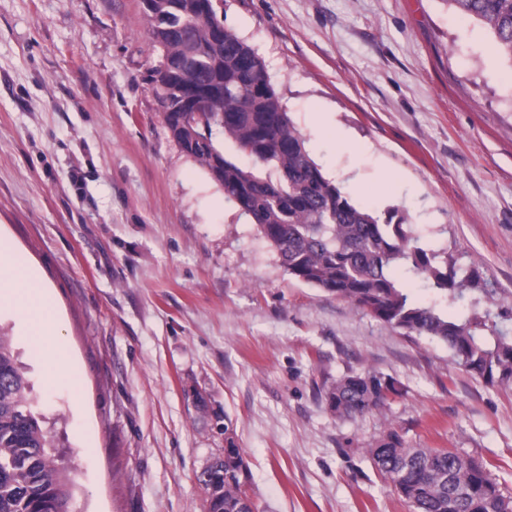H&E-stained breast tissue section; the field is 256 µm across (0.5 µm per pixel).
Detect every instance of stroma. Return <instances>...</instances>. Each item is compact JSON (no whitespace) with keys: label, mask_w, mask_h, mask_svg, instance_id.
Masks as SVG:
<instances>
[{"label":"stroma","mask_w":512,"mask_h":512,"mask_svg":"<svg viewBox=\"0 0 512 512\" xmlns=\"http://www.w3.org/2000/svg\"><path fill=\"white\" fill-rule=\"evenodd\" d=\"M215 11L262 58L325 176L482 285L446 300L413 280L411 296L512 336V64L486 28L446 0ZM161 57L140 0H0V240L41 274L58 334L34 350L7 305L0 329L63 455L69 512H206L197 476L224 446L221 412L261 512H413L365 453L391 430L483 461L512 498V390L288 275L172 138ZM316 110L368 147L357 174L311 128ZM367 373L398 395L336 417L327 387Z\"/></svg>","instance_id":"35a3bbf8"}]
</instances>
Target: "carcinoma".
Here are the masks:
<instances>
[{
  "label": "carcinoma",
  "instance_id": "cac0c4a2",
  "mask_svg": "<svg viewBox=\"0 0 512 512\" xmlns=\"http://www.w3.org/2000/svg\"><path fill=\"white\" fill-rule=\"evenodd\" d=\"M200 0H156L144 11L151 32L187 28L202 53L176 77L207 88L203 112H166L172 138L205 166L224 197L252 219L295 279L343 299L395 329L448 346L454 361L490 384L512 387V336L479 333L480 322L414 301L396 272L430 288L465 297L478 287L460 276L446 249H430L410 225L380 222L355 205L326 178L294 126L258 54L236 33L224 29L215 46L218 20L193 13ZM483 24L497 54L512 62V0H445ZM224 142L253 161L242 166L217 147ZM28 382L8 336L0 333V512H68L70 479L47 433L28 405ZM398 393L395 382L376 374L344 375L326 391L338 417L382 410ZM222 469L209 480L208 512H252L247 499L250 473L229 415H224ZM374 467L414 512H497L503 498L483 463L458 452L409 448L395 431L367 449Z\"/></svg>",
  "mask_w": 512,
  "mask_h": 512
}]
</instances>
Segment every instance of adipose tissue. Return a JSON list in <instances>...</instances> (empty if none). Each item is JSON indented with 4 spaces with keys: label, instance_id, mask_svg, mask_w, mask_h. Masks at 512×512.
<instances>
[{
    "label": "adipose tissue",
    "instance_id": "1",
    "mask_svg": "<svg viewBox=\"0 0 512 512\" xmlns=\"http://www.w3.org/2000/svg\"><path fill=\"white\" fill-rule=\"evenodd\" d=\"M19 315L35 346L57 333L54 302L36 270L9 245L0 241V305Z\"/></svg>",
    "mask_w": 512,
    "mask_h": 512
}]
</instances>
